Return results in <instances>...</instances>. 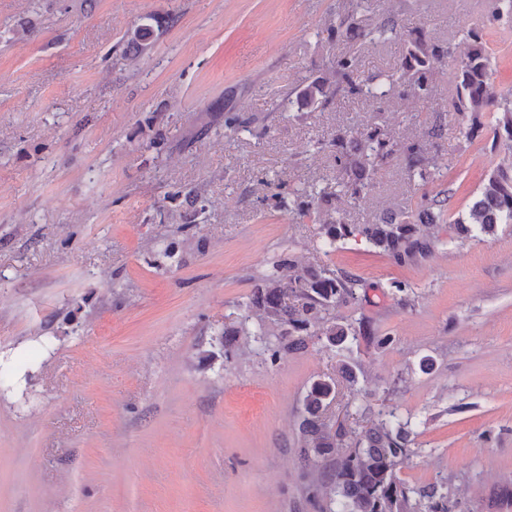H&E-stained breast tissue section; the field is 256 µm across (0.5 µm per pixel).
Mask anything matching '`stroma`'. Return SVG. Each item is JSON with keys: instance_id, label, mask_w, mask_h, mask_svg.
Segmentation results:
<instances>
[{"instance_id": "1", "label": "stroma", "mask_w": 512, "mask_h": 512, "mask_svg": "<svg viewBox=\"0 0 512 512\" xmlns=\"http://www.w3.org/2000/svg\"><path fill=\"white\" fill-rule=\"evenodd\" d=\"M350 11L373 32L354 50L324 34ZM151 14L166 25L136 51ZM472 28L512 89V26L477 0H0V512H325L298 414L334 352L217 341L284 253L360 278L337 317L393 338L354 343L359 393L337 380L332 414L396 410L415 431L402 479L456 512H512V227L398 264L360 241L324 253L315 216L263 202L272 181H333L316 142L380 118L403 142L443 125L438 169L423 183L391 158L348 222L425 195L467 213L512 152L465 138L452 63L418 103L399 83L374 102L286 96L348 52L362 77L393 73L418 33L461 58Z\"/></svg>"}]
</instances>
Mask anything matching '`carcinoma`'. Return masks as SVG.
Segmentation results:
<instances>
[{
    "label": "carcinoma",
    "instance_id": "carcinoma-1",
    "mask_svg": "<svg viewBox=\"0 0 512 512\" xmlns=\"http://www.w3.org/2000/svg\"><path fill=\"white\" fill-rule=\"evenodd\" d=\"M161 26L158 18L152 25H142L133 32L132 45L145 50L154 28ZM325 32L329 41L343 40L352 45L370 35L352 16ZM467 39L468 51L456 64L454 112L461 121L469 122L466 138L475 139L487 129L494 140L512 149V94L494 92L489 54L478 30H468ZM449 58L450 48L417 37L409 41L400 69L363 79L352 56H339L333 70L289 93L288 103L323 106L341 90L348 96L380 100L386 96L383 87L396 79L404 82L408 96L418 103L431 91L435 66ZM318 145L336 158V189L313 185L293 194V206L299 215H316L319 237L326 248L332 250L336 243L349 239L360 240L394 262L404 263L429 255L442 242L445 223L448 232L461 238L492 236L498 225L512 224V167L501 166L487 175L464 217L445 220V201L433 198L410 211L380 216L372 223L350 224L334 202L343 199L351 203L368 194L381 165L398 152L403 154L411 175L428 181L431 169L436 167L432 143L399 144L383 124L373 122L360 134L338 128ZM422 224L432 226L430 236L418 235ZM284 268L290 271L286 278L279 275ZM273 269L274 272L258 278L245 304L247 314L239 326L224 327L219 344L248 333L247 320L252 317L257 319L254 335L265 336L271 331L277 336L275 345L266 346L273 363L281 350H303L308 338L320 336L325 339L326 348L341 356L339 372L350 384H356L350 342L366 336L377 350H384L393 342L391 336H374L364 325L341 323L332 315L340 304L361 302L358 279L327 264L301 265L285 254L273 264ZM335 397V379L316 380L304 398L298 430L304 462L334 486L337 512H454V505L442 488L434 485L420 489L399 477L412 455L410 422L401 421L393 411L375 414L366 408L364 413L369 419L363 430H353L341 422L334 424L327 412Z\"/></svg>",
    "mask_w": 512,
    "mask_h": 512
}]
</instances>
